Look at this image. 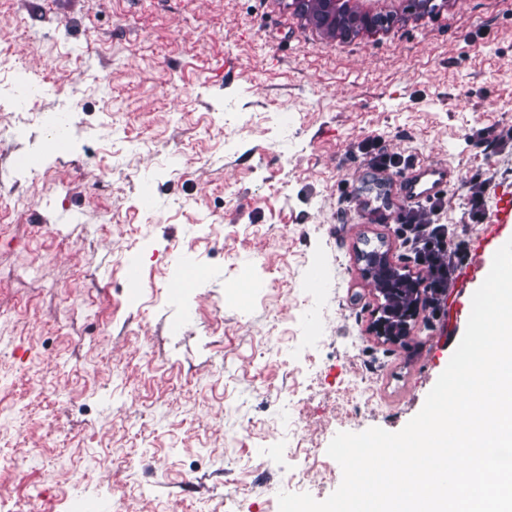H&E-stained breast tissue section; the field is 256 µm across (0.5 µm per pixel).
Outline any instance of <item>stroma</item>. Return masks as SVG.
<instances>
[{
	"instance_id": "obj_1",
	"label": "stroma",
	"mask_w": 512,
	"mask_h": 512,
	"mask_svg": "<svg viewBox=\"0 0 512 512\" xmlns=\"http://www.w3.org/2000/svg\"><path fill=\"white\" fill-rule=\"evenodd\" d=\"M389 6L331 38L289 0H0V512H278L340 485L337 433L418 414L512 200L475 142L512 127V0ZM372 137L458 176L457 276L396 343L360 256L427 272Z\"/></svg>"
}]
</instances>
